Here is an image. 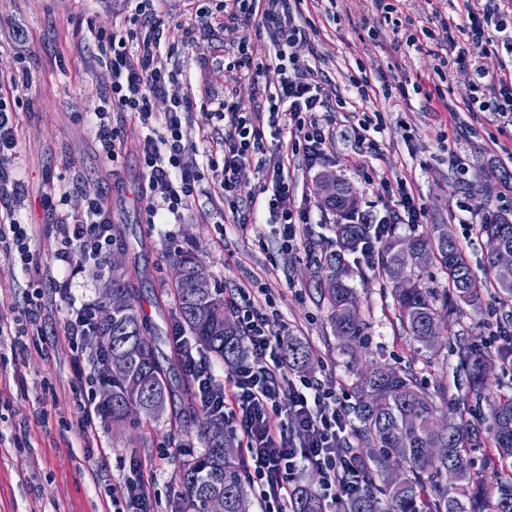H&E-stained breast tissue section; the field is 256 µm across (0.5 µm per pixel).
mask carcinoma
<instances>
[{
  "instance_id": "cac0c4a2",
  "label": "carcinoma",
  "mask_w": 512,
  "mask_h": 512,
  "mask_svg": "<svg viewBox=\"0 0 512 512\" xmlns=\"http://www.w3.org/2000/svg\"><path fill=\"white\" fill-rule=\"evenodd\" d=\"M321 204L341 216L352 213L356 191L339 181L320 194ZM364 224H337L336 249L322 254L320 274L314 287L326 303L327 320L335 336L343 335L364 347L365 319L353 288L346 282L345 254L355 253L368 236ZM478 234L498 239L512 251V214L486 217ZM412 245L414 261L406 272L397 268L400 243ZM173 260L186 270L174 282L171 295L179 326L211 358L237 366L243 355L240 329L224 290L196 288L195 278L206 276L192 249H177ZM435 266L445 276L446 286L435 293L421 284L418 272ZM381 278L391 285L397 319L417 350H432L439 342V322L450 314L481 303L479 280L459 242L445 230L401 238L386 236L377 257ZM484 286L494 290L502 304L512 301V269L498 267L487 253ZM112 293L124 305L112 311V320L99 323L100 336H112L106 348L108 362L119 359L120 370L112 371V397L102 399L99 414L106 423H118L131 406L145 400L155 406L153 417L164 410L169 389L167 372L159 361L153 328L139 311L136 295L122 275H112ZM452 350L464 370L468 394L450 403L418 383L410 368L376 367L359 376L353 412L359 455L361 488L339 503V512H512V477L493 468L476 469L470 454L489 439L502 459L512 457V395L495 394L485 372L488 350L463 336L452 340ZM288 359L297 369L314 365L312 351L294 337L288 338ZM190 418L206 440L204 453L183 464L180 512H207L215 495L224 496V512H251L245 471L235 455L233 438L224 431V421L196 405ZM425 448H446L440 458H428ZM452 473L454 487L443 490L440 481ZM294 512H324L315 490L301 487Z\"/></svg>"
}]
</instances>
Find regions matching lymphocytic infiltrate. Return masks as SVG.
Instances as JSON below:
<instances>
[{
    "label": "lymphocytic infiltrate",
    "mask_w": 512,
    "mask_h": 512,
    "mask_svg": "<svg viewBox=\"0 0 512 512\" xmlns=\"http://www.w3.org/2000/svg\"><path fill=\"white\" fill-rule=\"evenodd\" d=\"M133 8L124 29L91 28L90 34L103 53V63L112 82L96 112L95 137L108 165H116L122 152L120 130L112 124L113 113L137 117L150 132L137 146L139 165L144 173L142 198L145 221L164 224L181 220L206 172H214L219 198L239 230H246L254 216L238 196L240 185L249 178L271 182L272 192L265 206L277 224L281 255L309 250L313 242L306 235L311 222L310 207L291 196L285 163L299 158L314 167L325 155L333 136L330 101L335 87H324L314 78L289 75L295 46L316 54V25L302 27L288 0H219V9L232 19L255 22L268 42L266 58H258L245 44L231 45L226 70L232 78H248L262 84L269 73H276L274 90L252 112L239 111L232 88L224 96L200 106L202 129L214 122L224 124V135L202 151V162L187 159L188 147L182 141V116L188 102L171 100L161 129H153L156 100L169 98L178 74L164 60L160 45L167 25L161 12L163 0H132ZM447 18L435 14L418 33L405 43L433 60L439 80L456 70L476 68L479 57L488 50H502L512 56V4L506 0H484L482 8L466 6L457 29L460 39L450 40ZM26 83L0 77V250L13 265L29 271L35 261L30 249L31 227L17 217L22 185L13 174L19 153L16 113L24 104ZM276 135L273 147H266L267 135ZM394 198L402 214L399 221L390 216L367 219L373 232L365 240L360 257L367 267L376 264L375 245L394 231L396 223L418 224L422 209L406 180L383 187ZM43 207L57 213L59 248L57 262L70 269L93 262L103 263L112 249V211L97 196L87 197L77 212L66 211L67 196L49 190L41 197ZM59 297L66 304L65 329L74 343L93 336L98 326V310L90 303H78L70 281L60 282ZM44 293L39 281L29 284L27 308L14 325H0V336L13 339L14 354H24L29 342L43 334ZM239 325L244 356L232 378L218 380L213 364L195 349L183 332L173 342L179 365L191 382V394L199 407L219 415L224 428L237 437L245 450L243 467L262 512H293L302 471L315 469L323 475L322 496L331 501L349 497L360 487L358 459L349 446L352 424L335 391L318 379L290 366L283 350V339L273 332L277 312L271 297L256 296L254 289L238 288L228 296ZM154 469L138 472L136 478L108 485L106 496L113 512H154Z\"/></svg>",
    "instance_id": "1"
}]
</instances>
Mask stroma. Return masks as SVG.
<instances>
[{"mask_svg": "<svg viewBox=\"0 0 512 512\" xmlns=\"http://www.w3.org/2000/svg\"><path fill=\"white\" fill-rule=\"evenodd\" d=\"M189 11L188 0L165 4L170 17L167 40L178 46L170 59L178 72L171 93L190 103L182 118L183 141L188 148L200 149L202 102L223 96L228 84L240 111H254L262 100L250 80L232 81L225 73L227 37L261 52L266 42L255 24H229L220 13L196 21L192 38L184 39L180 23ZM129 13L127 0H0V73L25 74L29 85V104L17 114L20 156L15 175L25 189L19 216L32 229L48 332L47 341L30 346L21 357L13 355L11 337L0 338V396L8 400L0 409V512H109L105 486L132 476L137 464L153 462L158 465L153 483L156 512H177L182 465L205 450L185 410L191 384L177 365L172 342L170 289L176 268L171 255L181 247L196 250L212 287L227 292L243 284L270 289L288 334L300 337L314 352L317 377L343 403L352 400L357 372L376 365H412L428 388L443 387L451 399L461 396L464 376L447 343L454 336L485 344L491 353L493 390L512 393V367L497 355L490 336L494 319L512 318V302L500 304L492 291L483 292L480 308L450 315L441 326L436 349L417 354L396 318L390 289L354 255L346 257L347 283L364 311L367 347L350 352L336 339L314 286L316 256L333 249L332 226L339 221L320 206L315 183L322 175L350 183L357 191L358 211L377 217L391 204L383 184L407 179L424 216L415 227L398 225L397 235L408 238L444 225L462 245L476 275H483L487 245L477 226L488 215L512 213V136L502 133L494 114L469 111L468 89L474 81L470 72H455L448 80V100L458 110L450 115L427 98L430 60L407 46H394L389 27L370 0H338L331 13L320 6L305 9L304 17L318 28V54L312 57L295 48L299 68L322 70L340 90L353 76L378 83L390 68L408 83L404 92L391 97L373 96L371 106L385 112L386 126L380 134L382 154L368 157L365 167L351 162L357 120L346 109L336 116V136L319 164L309 168L291 159L290 188L295 201L309 202L312 208L315 252L282 258L268 213L256 212L255 224L244 232L229 223L217 228L223 204L208 179L201 181L180 223H146L144 178L135 151L144 129L129 115L112 117L125 146L117 169L103 164L93 126L110 74L88 24L121 26ZM51 184L68 193L70 210H80L89 194L108 203L124 242L117 263L89 264L75 275L54 263L56 220L41 205V194ZM461 213L466 223H458ZM116 268L132 281L139 306L154 328L159 359L171 370L173 395L159 416L134 410L122 424L99 425L102 446L110 450L103 459L99 448L87 446L77 429L73 391L80 381L75 345L64 330L66 311L54 283L71 280L75 297L100 305L104 284ZM27 281L0 252V324L22 316ZM42 413L48 424L39 428L34 420Z\"/></svg>", "mask_w": 512, "mask_h": 512, "instance_id": "1", "label": "stroma"}]
</instances>
